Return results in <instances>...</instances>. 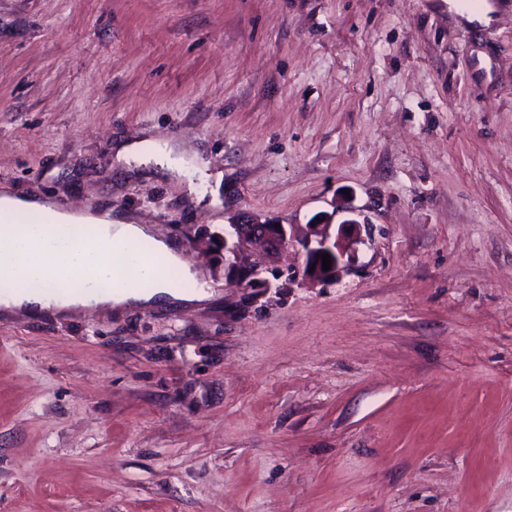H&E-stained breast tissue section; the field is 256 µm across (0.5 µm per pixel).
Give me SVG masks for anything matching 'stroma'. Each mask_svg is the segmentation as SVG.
I'll list each match as a JSON object with an SVG mask.
<instances>
[{"mask_svg":"<svg viewBox=\"0 0 512 512\" xmlns=\"http://www.w3.org/2000/svg\"><path fill=\"white\" fill-rule=\"evenodd\" d=\"M0 0V194L179 245L191 306L0 314V512H512V0ZM159 138L141 166L126 142ZM355 209L272 288L214 234ZM363 224L357 218L349 217L340 224L326 220L307 225L306 236L297 241L305 256V278L312 283L336 281L348 270L355 258V245L360 242L359 233ZM324 253L331 256L329 270H323ZM312 265H315V270L309 272Z\"/></svg>","mask_w":512,"mask_h":512,"instance_id":"stroma-1","label":"stroma"}]
</instances>
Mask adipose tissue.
<instances>
[{
  "mask_svg": "<svg viewBox=\"0 0 512 512\" xmlns=\"http://www.w3.org/2000/svg\"><path fill=\"white\" fill-rule=\"evenodd\" d=\"M0 208L14 213H37L43 218L39 224H0V280L37 278L54 290L53 296L47 299L36 292L1 297L0 307L8 312L48 307L66 312L81 305V297L70 290L73 280L88 269L103 280L117 278L115 257L137 253L140 243L149 238L144 225L121 219L106 223L92 216L76 217L28 197L0 196ZM153 246L164 269L149 272L151 288L127 286L110 291L102 294L100 304L148 306L157 297L169 302L198 301V294L177 293L168 286L166 267L178 266L185 277L193 275L192 269L184 266L177 249L162 239L154 240Z\"/></svg>",
  "mask_w": 512,
  "mask_h": 512,
  "instance_id": "1",
  "label": "adipose tissue"
}]
</instances>
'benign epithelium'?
<instances>
[{"instance_id": "7a95c632", "label": "benign epithelium", "mask_w": 512, "mask_h": 512, "mask_svg": "<svg viewBox=\"0 0 512 512\" xmlns=\"http://www.w3.org/2000/svg\"><path fill=\"white\" fill-rule=\"evenodd\" d=\"M360 222L355 217L339 224L326 220L308 225L306 236L298 241L305 256V278L312 283L334 281L348 270L355 258V245L360 242ZM259 243L267 251L275 252L293 244L292 230L288 225L279 226L266 222L231 224L224 230V269L230 277L238 278L246 285L267 289L271 283L264 277L263 267L242 252L245 243ZM331 256V267L323 269L320 255ZM314 271H309V268Z\"/></svg>"}]
</instances>
